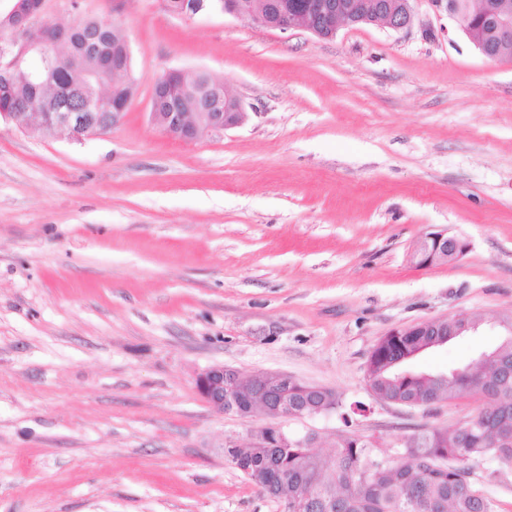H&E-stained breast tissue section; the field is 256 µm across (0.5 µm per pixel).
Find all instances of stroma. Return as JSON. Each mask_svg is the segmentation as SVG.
<instances>
[{"instance_id": "35a3bbf8", "label": "stroma", "mask_w": 512, "mask_h": 512, "mask_svg": "<svg viewBox=\"0 0 512 512\" xmlns=\"http://www.w3.org/2000/svg\"><path fill=\"white\" fill-rule=\"evenodd\" d=\"M413 7L407 29L324 40L161 0H48L51 22L125 32L137 90L120 125L80 142L0 119V512H281L226 442L278 426L399 448L482 408L401 406L366 380L393 329L479 321L414 363L437 372L512 316V63ZM189 68L241 97V125L184 142L154 124L156 80ZM438 231L468 252L417 266ZM216 363L366 410L221 413L195 387ZM470 478L512 512V468L489 459Z\"/></svg>"}]
</instances>
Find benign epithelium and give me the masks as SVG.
<instances>
[{
  "mask_svg": "<svg viewBox=\"0 0 512 512\" xmlns=\"http://www.w3.org/2000/svg\"><path fill=\"white\" fill-rule=\"evenodd\" d=\"M7 14L12 18L13 31L26 32L29 40L25 51L40 54H59V48L68 46L74 33L72 28L58 27L53 40L42 37L32 28V17L43 7L34 0H9ZM254 0H163L166 11L179 16H192L205 9H219L227 14L248 18L252 22L281 32L303 27L321 39H332L342 25H375L394 31L406 29L413 22L414 0H265L256 9ZM435 10L444 11L466 33L481 55L490 62L505 60L503 48L512 44V9L502 0H481L480 8L471 13L463 8L461 0H429ZM184 73L171 70L155 81L151 100L152 120L166 135L183 141H192L207 131H224L240 125L246 118L240 96L230 88L203 95L200 112H159L163 93L171 90V77ZM103 101L95 96H81L77 101L65 97L43 102L35 112H0V117L14 121L21 128L36 124L64 132L69 139L83 141L101 135V128L118 126L128 104L112 105V111H102ZM468 250V243L442 232L429 233L416 246L413 258L421 267L443 260L455 261ZM242 373L231 366L214 364L196 379L200 396L215 410L247 417L257 405L273 410L278 417H288V399L282 390L294 383V378L281 372H259L249 390L240 388ZM288 444V433L271 428L255 444L257 448H282Z\"/></svg>",
  "mask_w": 512,
  "mask_h": 512,
  "instance_id": "1",
  "label": "benign epithelium"
}]
</instances>
